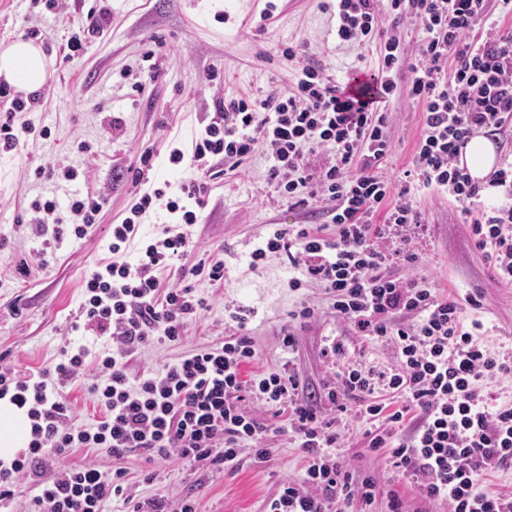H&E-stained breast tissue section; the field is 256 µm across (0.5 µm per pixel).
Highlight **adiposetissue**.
Masks as SVG:
<instances>
[{"mask_svg": "<svg viewBox=\"0 0 512 512\" xmlns=\"http://www.w3.org/2000/svg\"><path fill=\"white\" fill-rule=\"evenodd\" d=\"M53 60L33 40L0 43V82L28 94L42 89L52 74ZM30 429L26 409L0 399V459H10L21 448Z\"/></svg>", "mask_w": 512, "mask_h": 512, "instance_id": "ef3b65f1", "label": "adipose tissue"}]
</instances>
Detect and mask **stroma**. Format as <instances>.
Wrapping results in <instances>:
<instances>
[{
  "label": "stroma",
  "instance_id": "stroma-1",
  "mask_svg": "<svg viewBox=\"0 0 512 512\" xmlns=\"http://www.w3.org/2000/svg\"><path fill=\"white\" fill-rule=\"evenodd\" d=\"M276 10L267 25L259 15L265 0H57L59 22L47 19L45 0H0V41L38 40L51 57L53 73L41 90V101L25 118L35 128L20 154L0 155V369L20 376L54 371L64 346L88 344L93 354L108 351L103 338L90 336L80 313L83 284L108 255L112 227L121 223L139 190L135 170L142 152L152 151L148 177L155 186L186 179L203 183L204 205L192 229L193 245L180 267L162 274L163 284L177 282L180 271L202 261H223L224 284L214 287L205 276L192 278L197 297L209 305L187 328L181 343L153 342L134 359L139 372L157 369L199 347L222 342L226 309L248 312V329L258 371L291 359L309 388L323 391L336 380V364L324 350L342 340L346 357L386 368L395 362L392 345L374 343L338 320L319 286H288L295 274L287 259L268 255L250 265L249 254L259 236L272 224H312L323 227L324 217L298 208L288 200L271 203L274 188L268 180L263 153L245 159L233 172L214 160L210 170L177 169L168 162L170 148H190L201 123L218 97H257L283 90L306 64L321 66L336 82H343L355 67L375 69L374 50L338 43L336 0H275ZM110 10V26L86 37L82 52L68 57L67 42L78 32L88 12ZM296 47L287 60L279 45ZM154 58H147V51ZM143 91L131 98L132 83ZM391 109L399 121L393 129V150L381 172L401 182L413 166V146L422 126L419 104L395 98ZM49 128L40 136V128ZM58 172L72 166L79 178L54 184L29 174L30 165ZM101 196L103 208L95 224L80 240L44 244L32 235L31 203L38 198L62 196L65 191ZM414 203L424 216L425 229L414 246L420 255L417 269L426 285L456 298L464 321L481 320V342L493 352L512 354V285L501 283L483 252L476 247L463 205L447 193L415 191ZM479 306L469 304V297ZM312 307L314 316L290 324L292 311ZM293 325L296 350L288 355L279 341L282 329ZM90 375L65 381L60 392L70 402L74 425L87 426L99 412L89 392ZM339 434L335 453L354 478L372 477L377 486L371 504L354 500L347 512H388L389 493L397 491L409 512H448V504L425 498L413 476L395 468L386 452L366 448L365 422L355 411L336 417L326 408ZM271 455L266 462L245 464L227 471L199 469L172 460L158 462L140 453L121 460L87 448H70L61 464L95 462L104 473L125 472L128 494L140 502L164 497L170 502L191 497L200 512H263L283 479L302 480L305 462L299 448L286 436L263 441Z\"/></svg>",
  "mask_w": 512,
  "mask_h": 512
}]
</instances>
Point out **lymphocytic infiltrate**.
<instances>
[{
  "mask_svg": "<svg viewBox=\"0 0 512 512\" xmlns=\"http://www.w3.org/2000/svg\"><path fill=\"white\" fill-rule=\"evenodd\" d=\"M386 12L396 27L418 28L415 60L407 59L396 28L382 30L372 0H336L337 40L380 52L381 65L358 96L347 95L322 68L305 65L289 89L275 95L218 99L191 155L175 148L169 161L187 159L201 168L220 158L233 170L259 151L270 162L268 177L278 197L322 208L335 235L308 224L276 227L250 258L256 264L270 253L286 256L298 272L290 287L318 284L338 318L360 335L394 346L392 368L343 362L336 384L324 390L327 401L340 413L356 402L359 417L375 425L369 449L387 450L395 468L419 479L426 497L446 500L450 512H512L511 494L479 487L484 473L512 464V404H489L480 393L484 380L512 373V358L477 340L480 323L464 327L455 300L392 271L419 261L412 242L423 218L410 200L419 182L465 203L476 246L499 279L512 284V161L485 184L458 161L460 145L472 134L512 123V33L488 26L491 0H387ZM479 26L484 36H475ZM404 69L411 78L402 88L395 77ZM400 96L421 104L423 122L415 143L416 180L396 187L379 167L392 149L389 103ZM0 98L10 102L0 120V153H14L34 131L16 116L32 111L40 97L14 98L1 86ZM324 149L331 161L312 167L309 156ZM487 186L502 189L506 203L481 204ZM200 197L193 182L154 189L140 195L113 228L111 256L85 280L82 303L95 335L111 337V355L93 358L81 346L51 373L22 378L0 372V397L27 407L31 419L26 453L0 461L1 499L68 448L104 449L116 459L143 450L157 460L176 457L228 469L238 468L248 449L254 462H264L271 451L261 442L274 429L249 408L260 400L286 413L283 429L305 459L303 481L282 482L265 512H333L356 499L372 502L373 480L353 481L332 455V422L289 364L245 374L256 350L241 312L231 313L235 328L223 343L158 370L130 373L142 348L180 341L205 307L191 286L167 287L160 278L190 246L198 214L187 203ZM159 202L178 215V225L146 241L136 262L119 260L141 217ZM32 209L33 234L59 242L84 238L101 203L77 195L64 207L53 198L38 199ZM90 367L100 416L90 426L72 427L58 388ZM124 476L120 469L106 475L93 463L58 468L52 480L39 483L32 512H104L107 501L123 496Z\"/></svg>",
  "mask_w": 512,
  "mask_h": 512,
  "instance_id": "1",
  "label": "lymphocytic infiltrate"
}]
</instances>
